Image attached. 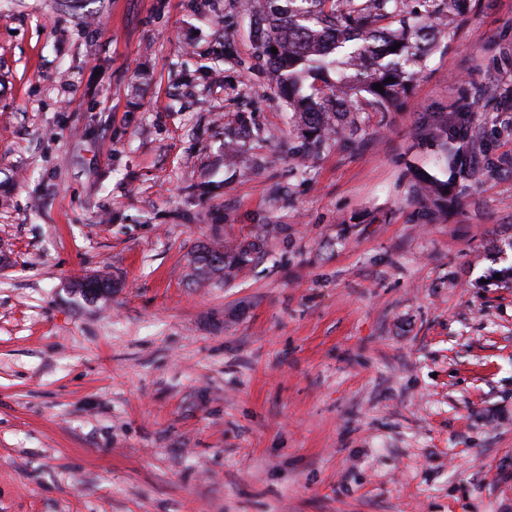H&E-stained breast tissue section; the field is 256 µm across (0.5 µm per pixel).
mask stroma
<instances>
[{
  "instance_id": "1",
  "label": "stroma",
  "mask_w": 512,
  "mask_h": 512,
  "mask_svg": "<svg viewBox=\"0 0 512 512\" xmlns=\"http://www.w3.org/2000/svg\"><path fill=\"white\" fill-rule=\"evenodd\" d=\"M360 119L309 154L238 0H0V512H512V0ZM465 112H454V115H444L443 119L435 125L433 129L435 134L440 137L446 145V158L452 167L459 170L465 169L467 166V156L463 150L455 148L454 144L457 141L466 140L468 138V129L464 122ZM449 146V147H448ZM449 153V154H448ZM418 196L447 202L448 182L442 183L436 178L424 177L415 187ZM253 246H208L203 245L193 255L192 262L200 278L222 276L225 281L235 278L254 260ZM77 287L84 296L101 298L112 292V280L103 274L86 277Z\"/></svg>"
}]
</instances>
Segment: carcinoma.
I'll use <instances>...</instances> for the list:
<instances>
[{"label": "carcinoma", "instance_id": "obj_1", "mask_svg": "<svg viewBox=\"0 0 512 512\" xmlns=\"http://www.w3.org/2000/svg\"><path fill=\"white\" fill-rule=\"evenodd\" d=\"M241 7L254 16L253 39L266 58L270 87L293 112L304 143L319 150L334 137L357 134L361 102L385 112L409 92L427 59L455 38L467 0H244ZM463 117L446 115L434 128L447 145L449 163L460 170L467 156L454 144L468 138ZM415 193L445 202L448 183L424 177ZM255 252L250 246L204 245L192 262L198 277L228 281L253 262ZM78 288L101 298L112 292V280L95 274Z\"/></svg>", "mask_w": 512, "mask_h": 512}]
</instances>
